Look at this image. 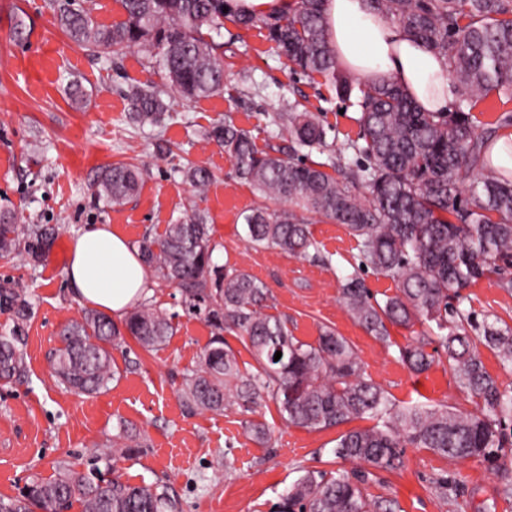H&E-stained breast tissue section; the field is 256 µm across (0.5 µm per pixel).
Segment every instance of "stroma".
<instances>
[{
  "mask_svg": "<svg viewBox=\"0 0 512 512\" xmlns=\"http://www.w3.org/2000/svg\"><path fill=\"white\" fill-rule=\"evenodd\" d=\"M18 22L25 28L19 40L12 35ZM148 83L163 80L142 52L113 57L81 49L58 25L49 0H0V211L58 234L39 265L0 258V281L10 280L35 310L26 328L28 374L0 387V495H16L33 477L50 478L62 459L87 472L94 448L127 421L148 446L118 462L123 480L167 485L181 512H271L300 469H350L332 453L337 430L285 425L275 404L260 413L274 430L268 448L247 432L241 411L184 410L177 393L181 374L197 366L212 333L203 316L185 311L171 287L153 286L148 301L173 314L174 334L150 352L131 339L113 350L116 376L107 391L78 396L52 377L48 355L57 334L83 308L66 276L70 239L86 225L109 224L133 243L146 232L162 233L193 204L213 227L215 263L266 283L271 314L288 316L294 336L312 343L321 327L335 328L397 405L473 410L447 364L416 375L398 362L397 348L411 340L412 330L391 327L387 346L350 317L340 300L342 277L358 274L379 298L394 294L395 284L361 268L358 242L344 225L313 223L318 251L304 259L247 243L245 215L283 204L256 194L237 178L228 154L203 139L214 123L229 119L251 132L258 149L287 147L272 115L297 101L319 116L328 143L339 149L358 137V106L339 99L325 78L293 72L264 27L246 28L230 16L224 19L222 93L183 101L165 92L169 111L162 125H132L127 95ZM119 163L141 168L143 179L136 196L110 209L95 199V183L103 167ZM190 163L213 175L204 199H195L182 174ZM466 293L478 313L512 325V294L487 279ZM508 476L512 462L496 472L475 459L410 448L403 468L377 473L366 492L395 499L400 512H512V498L500 493ZM440 478L448 481L444 498L435 489Z\"/></svg>",
  "mask_w": 512,
  "mask_h": 512,
  "instance_id": "obj_1",
  "label": "stroma"
}]
</instances>
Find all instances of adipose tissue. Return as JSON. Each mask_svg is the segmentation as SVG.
Segmentation results:
<instances>
[{
	"instance_id": "adipose-tissue-1",
	"label": "adipose tissue",
	"mask_w": 512,
	"mask_h": 512,
	"mask_svg": "<svg viewBox=\"0 0 512 512\" xmlns=\"http://www.w3.org/2000/svg\"><path fill=\"white\" fill-rule=\"evenodd\" d=\"M323 16L336 61L350 76L369 84L395 81L427 112L453 109L456 92L446 58L368 0H323ZM66 273L83 303L116 319L153 288L137 250L108 224H91L75 235Z\"/></svg>"
}]
</instances>
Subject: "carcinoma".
Listing matches in <instances>:
<instances>
[{
  "mask_svg": "<svg viewBox=\"0 0 512 512\" xmlns=\"http://www.w3.org/2000/svg\"><path fill=\"white\" fill-rule=\"evenodd\" d=\"M124 19L100 26L92 8L77 0H50L55 18L78 46L114 56L130 50L149 53L170 88L181 98L207 97L224 89L225 0H120ZM293 13L280 17L240 16L238 24L261 23L292 69L320 75L348 101L359 99L360 140L334 153L327 130L311 112L294 104L276 112L274 123L288 134V156L257 148L252 134L226 120L205 132L224 149L236 176L263 197L288 208H256L244 216L253 247L274 246L297 258L317 250L311 219L345 225L358 241L361 263L392 279L396 293L380 301L355 274L342 279L341 301L352 319L375 339L392 345L389 327L426 326L414 340L397 347V360L415 374L445 356L457 387L475 398L476 409L446 404L405 405L365 374L349 342L324 326L314 343L292 334L288 317L265 313L272 300L267 285L241 271H224L213 261L219 247L205 215L191 207L161 234L137 241L142 262L160 283L176 288L182 304L204 315L212 340L197 368L183 375L185 410L221 412L238 406L254 413L272 402L289 425L311 431L339 428L357 419L374 425L351 428L336 438L337 458L368 466L345 471L303 470L274 504V512H398L396 500L370 498L364 485L372 471H395L408 448H426L443 458L479 459L499 466L512 447V384L486 369L481 343L512 374V326L499 324L465 305L463 290L496 275L512 293V173L492 165L494 136L480 130L471 109L491 96L512 99V0H370L407 34L448 59L457 92L451 112H424L396 83L367 84L344 72L327 38L322 0H295ZM129 122L159 126L168 111L162 91L136 87L128 94ZM330 152V174L323 163L304 162L300 152ZM185 177L202 192L212 175L190 165ZM140 171L106 167L96 194L120 205L140 184ZM55 228L16 224L0 214V257L14 255L36 265L56 239ZM0 313L12 327L0 333V386L26 371L31 303L6 281L0 284ZM173 316L140 304L124 319L86 310L63 325L50 364L59 384L78 395L106 390L115 371L111 350L131 336L151 351L173 335ZM435 327H430V324ZM234 331L253 357L255 370H242L237 352L224 342ZM279 360H274L276 352ZM256 442L271 440L261 421L247 422ZM145 447L131 425L120 428L99 452L106 461L131 459ZM176 512L168 488L131 484L117 470L78 474L58 462L52 479H32L16 496L0 497V512Z\"/></svg>",
  "mask_w": 512,
  "mask_h": 512,
  "instance_id": "obj_1",
  "label": "carcinoma"
}]
</instances>
